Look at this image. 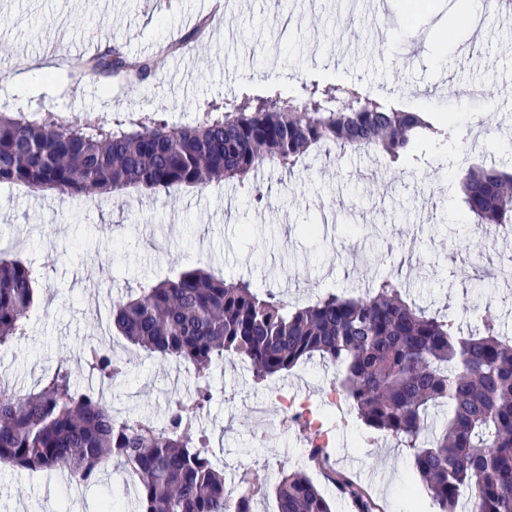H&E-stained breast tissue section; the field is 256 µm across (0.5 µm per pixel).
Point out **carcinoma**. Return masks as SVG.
<instances>
[{
	"mask_svg": "<svg viewBox=\"0 0 512 512\" xmlns=\"http://www.w3.org/2000/svg\"><path fill=\"white\" fill-rule=\"evenodd\" d=\"M153 74L152 60L115 48L75 67L79 78L142 81ZM441 138L457 139L456 126L333 83L304 86L295 105L258 98L184 126L157 113L92 125L75 113L40 112L29 120L1 112L0 184L93 194L223 180L260 202L250 175L265 164L291 171L326 144L339 152L371 149L396 162ZM461 190L472 223L512 231L511 173L471 168ZM38 286L35 268L0 253V348L25 335ZM447 309L430 312L387 277L364 297L327 292L291 309L244 277L186 269L115 302L112 325L150 355L192 363L196 397L176 402L168 421L154 425L80 393L63 363L24 394L0 381V463L32 472L63 468L84 482L108 464L121 467L134 478L139 512H252L250 492L226 494L209 439L193 424L210 400V365L243 358L261 383L318 358L336 366L333 391L364 425L410 451L437 512H457L464 487L474 490L471 512H512V337L491 315L466 333ZM85 365L102 386L125 372L96 345L86 349ZM330 480L355 512H374L344 475ZM274 493L278 512H331L304 473L283 475Z\"/></svg>",
	"mask_w": 512,
	"mask_h": 512,
	"instance_id": "1",
	"label": "carcinoma"
}]
</instances>
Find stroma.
Segmentation results:
<instances>
[{
	"instance_id": "35a3bbf8",
	"label": "stroma",
	"mask_w": 512,
	"mask_h": 512,
	"mask_svg": "<svg viewBox=\"0 0 512 512\" xmlns=\"http://www.w3.org/2000/svg\"><path fill=\"white\" fill-rule=\"evenodd\" d=\"M210 2L0 0V112H75L91 124L157 112L191 125L207 104H240L248 93L289 100L294 89L337 76L403 111L448 114L477 133L460 150L450 141L421 144L424 163L405 164L397 180L385 157L366 151L316 150L292 173L268 165L255 174L260 202L227 183L96 197L1 185L0 243L41 280L25 335L0 349V378L22 394L64 363L78 388L93 387L84 351L99 345L127 364L102 389L103 401L125 416L164 421L176 401L194 397L195 373L113 333L112 302L194 266L245 276L292 307L328 290L362 296L373 280L397 274L418 304L439 311L453 303L465 326L486 312L512 333V284L499 277L512 260V236L483 238L460 203L468 167L512 170V28L488 13L461 26L454 0L410 27L406 0H383V35L371 23L370 0H226L221 23L186 43L192 79L177 86L159 48L211 16ZM61 31L73 46L116 45L152 58L157 75L136 84L77 79L44 49ZM336 377L316 359L264 383L240 361L213 364L200 427L228 495L262 484L253 510L275 512V481L302 470L334 512H351L326 479L337 472L367 490L379 512H435L408 449L391 446L353 411L334 418ZM283 395L327 416L325 462L308 457L309 432L290 421ZM107 502L114 512H137L132 482L112 466L79 483L63 470L0 464V512H101Z\"/></svg>"
}]
</instances>
